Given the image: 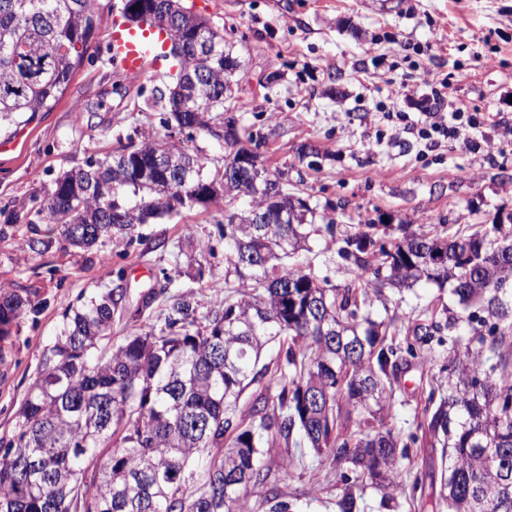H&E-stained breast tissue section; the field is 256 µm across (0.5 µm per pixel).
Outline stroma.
Wrapping results in <instances>:
<instances>
[{"mask_svg":"<svg viewBox=\"0 0 512 512\" xmlns=\"http://www.w3.org/2000/svg\"><path fill=\"white\" fill-rule=\"evenodd\" d=\"M186 6L223 30L244 63L240 125L264 134L259 152L269 168L303 181L310 204L346 203L336 213V233L378 216L416 231L491 226L512 212V152L498 154L502 134L487 126L480 153L450 139L426 149L396 130L387 113L414 121L432 103L426 71L456 68L468 78L453 84L448 107L512 114V0H185ZM124 0H94L97 34L83 66L51 111L9 142L0 144V210L31 208L54 178L112 154L120 138L163 136V107L152 90L172 72L131 76L117 69L110 52L113 27L122 25ZM492 57L493 66L480 63ZM280 73L272 88L261 79ZM319 153L318 170H299L298 149ZM220 203L198 204L139 227L134 241L105 239L88 248L54 237L41 254L21 249L28 225L0 239V285L37 290L40 308L24 316L0 341V438L11 435L16 411L33 384L44 354L60 334L64 313L80 299L112 292L119 312L112 341L120 343L159 320L166 305L158 295L144 315L137 308L151 290L194 293L201 313L224 305V291L209 287L226 270ZM193 225L194 235L183 232ZM448 302L447 290L420 285L389 296V313L407 321L425 308ZM436 364L412 360L397 400L385 414L401 438L416 432L418 411ZM267 460L271 481L295 512H336L345 487V466L293 444L275 443Z\"/></svg>","mask_w":512,"mask_h":512,"instance_id":"1","label":"stroma"}]
</instances>
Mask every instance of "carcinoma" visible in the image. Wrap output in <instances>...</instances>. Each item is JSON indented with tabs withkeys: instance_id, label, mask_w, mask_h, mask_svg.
<instances>
[{
	"instance_id": "1",
	"label": "carcinoma",
	"mask_w": 512,
	"mask_h": 512,
	"mask_svg": "<svg viewBox=\"0 0 512 512\" xmlns=\"http://www.w3.org/2000/svg\"><path fill=\"white\" fill-rule=\"evenodd\" d=\"M93 0H0V138L10 140L66 92L96 35ZM138 27L169 28L178 70L154 89L164 127H186L151 142L127 137L117 152L61 173L43 205L26 217L10 212L0 227L26 219L46 225L23 240L40 253L59 233L75 247L128 236L153 216L170 214L200 196L224 202V243L230 248L224 308L199 317L193 294L166 297L164 318L149 331L112 344V293L88 297L64 314V325L16 416L0 438V512H235L241 494L256 491L268 512L291 504L266 489L271 470L263 441L290 440L320 457L350 465L352 485L386 495L405 492L398 449L408 447L384 426L404 370L418 357L435 361L436 334L467 331L478 346L449 339L447 389L430 379L410 436L440 451L441 470L414 477L417 512H512V222L470 233L448 228L416 232L369 222L340 239L353 278L330 287L294 267L302 251L315 261L312 237L334 234L329 215L346 204L274 211L270 195L297 197L275 181L248 194V207L225 195L224 168L189 147L194 134L221 139L224 125V34L190 9L127 0ZM208 49L197 52V42ZM240 128L238 151L259 148ZM163 147L170 166L156 164ZM448 287L455 307L427 308L407 327L401 346L392 318L377 319L386 288L420 282ZM37 291L0 287V339L37 308ZM478 304L483 315L469 309ZM288 339L276 364L280 390L244 391L265 378L260 364L271 341ZM352 416L353 429L341 422ZM338 512H359L352 490Z\"/></svg>"
}]
</instances>
